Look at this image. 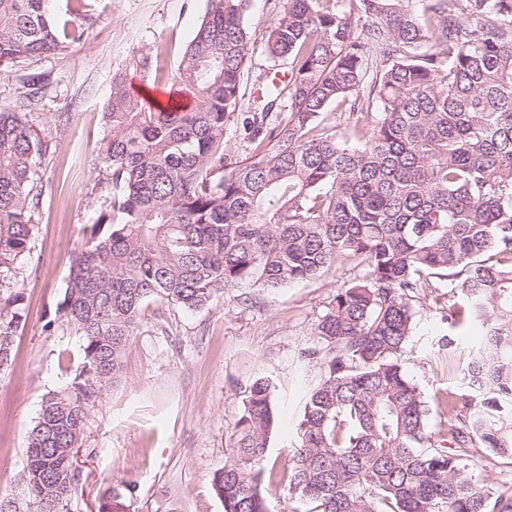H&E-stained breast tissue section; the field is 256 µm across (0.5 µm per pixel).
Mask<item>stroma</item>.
I'll list each match as a JSON object with an SVG mask.
<instances>
[{"instance_id": "35a3bbf8", "label": "stroma", "mask_w": 512, "mask_h": 512, "mask_svg": "<svg viewBox=\"0 0 512 512\" xmlns=\"http://www.w3.org/2000/svg\"><path fill=\"white\" fill-rule=\"evenodd\" d=\"M50 0L54 16L80 28V40L58 53L23 59L0 73V105H14L30 79L49 93L32 119L51 143L38 159L31 195L37 203L30 253L17 288L23 318L12 361L0 373V497L24 501L27 431L52 392L64 390L82 362L75 325L59 312L73 252L88 238L104 198L98 156L109 130L102 112L112 75L139 86L133 56L150 50L160 64L158 92L168 91L183 50L201 22L206 0ZM283 0H253L248 26L254 53L244 73L246 100L262 89L271 64L262 52L267 28ZM363 269L348 259L325 275L267 289L249 284L225 291L212 305L189 311L161 302L146 308L121 358L118 380L90 409L78 443L69 512H98L112 487H130L132 512H224L212 490L214 473L231 458L230 437L258 378L275 384L276 426L266 466L282 469L302 406L301 369L313 348L312 328L344 283ZM455 298L434 282L414 303L411 343L402 358L425 398L463 394L457 352L445 349L442 317Z\"/></svg>"}]
</instances>
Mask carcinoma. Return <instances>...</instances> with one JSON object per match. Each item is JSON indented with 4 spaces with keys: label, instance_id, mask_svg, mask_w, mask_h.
Listing matches in <instances>:
<instances>
[{
    "label": "carcinoma",
    "instance_id": "carcinoma-1",
    "mask_svg": "<svg viewBox=\"0 0 512 512\" xmlns=\"http://www.w3.org/2000/svg\"><path fill=\"white\" fill-rule=\"evenodd\" d=\"M174 81L191 109L156 106L112 76L100 185L112 197L73 257L59 310L82 336L69 386L44 399L27 432L26 512H51L40 488L66 491L89 410L115 382L142 311L205 308L241 284L279 288L354 259L364 274L336 291L312 329L298 442L283 473L263 461L276 423L273 383L256 380L216 472L224 512H270L277 480L308 512H512L468 452L512 464V0H285L263 44L288 73L242 111L253 42L251 0H206ZM75 32L49 0H0V72L63 50ZM158 82L149 51L132 61ZM32 82L20 106L41 102ZM352 116L344 132L331 107ZM30 113L0 105V371L21 321L30 251L29 185L50 149ZM245 156L225 149L228 128ZM445 280L448 348L462 349L479 400L429 405L401 359L414 298ZM467 321L484 332L464 341ZM448 415L435 448L431 409Z\"/></svg>",
    "mask_w": 512,
    "mask_h": 512
}]
</instances>
